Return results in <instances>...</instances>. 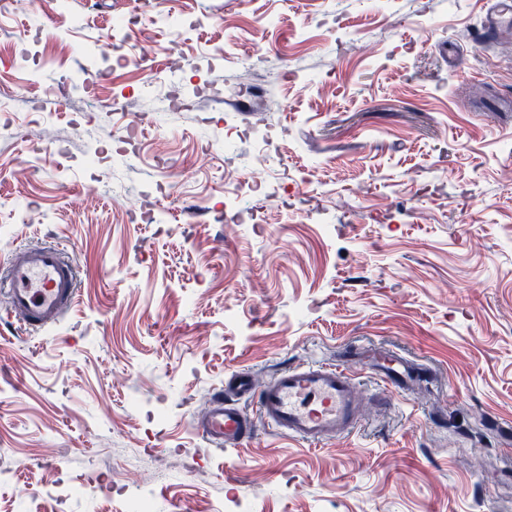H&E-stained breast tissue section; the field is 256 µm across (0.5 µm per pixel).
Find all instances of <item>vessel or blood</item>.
Instances as JSON below:
<instances>
[{
  "mask_svg": "<svg viewBox=\"0 0 512 512\" xmlns=\"http://www.w3.org/2000/svg\"><path fill=\"white\" fill-rule=\"evenodd\" d=\"M78 269L59 246L40 244L12 253L0 295L8 312L23 328L38 330L55 324L77 296ZM371 368L384 384L377 399L392 405L396 391L414 379L415 364L404 355L377 350ZM366 396L346 365L299 363L279 371L263 386L251 373L233 372L222 390L209 399L205 413L193 427L214 448L240 447L254 437L256 419H263L279 434L318 445L348 436L356 427ZM255 398L256 413L242 406Z\"/></svg>",
  "mask_w": 512,
  "mask_h": 512,
  "instance_id": "vessel-or-blood-1",
  "label": "vessel or blood"
}]
</instances>
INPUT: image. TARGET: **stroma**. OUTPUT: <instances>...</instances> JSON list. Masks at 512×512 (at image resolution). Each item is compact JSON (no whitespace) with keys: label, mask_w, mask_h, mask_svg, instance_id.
I'll return each mask as SVG.
<instances>
[{"label":"stroma","mask_w":512,"mask_h":512,"mask_svg":"<svg viewBox=\"0 0 512 512\" xmlns=\"http://www.w3.org/2000/svg\"><path fill=\"white\" fill-rule=\"evenodd\" d=\"M136 9L36 0L0 19V59L30 56L0 68L27 122L0 126V203L32 215L0 236V267L42 242L79 267L43 330L0 298V512L66 471L127 479L134 454L157 512H512V44L486 33L487 0H163L124 39L154 44L160 71L187 55L175 85L210 92L184 112L110 49ZM261 104L288 129L273 180L297 195L260 227L216 222L225 173L253 169L237 133ZM88 188L97 206H76ZM366 347L428 379L349 436L312 446L261 423L212 451L191 430L235 370L345 359L377 392Z\"/></svg>","instance_id":"1"}]
</instances>
